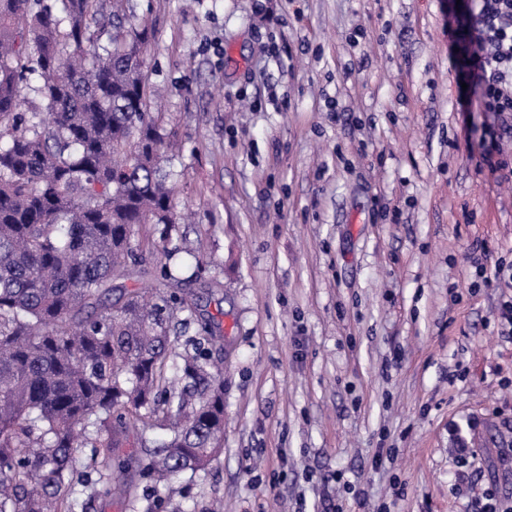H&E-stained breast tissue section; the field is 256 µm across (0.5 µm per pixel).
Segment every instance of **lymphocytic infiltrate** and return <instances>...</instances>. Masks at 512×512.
I'll return each instance as SVG.
<instances>
[{"instance_id": "obj_1", "label": "lymphocytic infiltrate", "mask_w": 512, "mask_h": 512, "mask_svg": "<svg viewBox=\"0 0 512 512\" xmlns=\"http://www.w3.org/2000/svg\"><path fill=\"white\" fill-rule=\"evenodd\" d=\"M448 12V56L466 91L459 94L468 110L478 94L482 111L502 120L503 133H512V0H460Z\"/></svg>"}]
</instances>
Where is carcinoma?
<instances>
[{
  "label": "carcinoma",
  "mask_w": 512,
  "mask_h": 512,
  "mask_svg": "<svg viewBox=\"0 0 512 512\" xmlns=\"http://www.w3.org/2000/svg\"><path fill=\"white\" fill-rule=\"evenodd\" d=\"M127 3L0 0V512H71L77 457L110 468L128 419L168 433H141L145 456L124 464L156 484L222 448L223 373L172 335L197 318L194 294L112 299L143 260L136 227L180 251L144 71L153 30Z\"/></svg>",
  "instance_id": "carcinoma-1"
}]
</instances>
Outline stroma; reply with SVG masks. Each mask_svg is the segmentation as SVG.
<instances>
[{
	"label": "stroma",
	"instance_id": "stroma-1",
	"mask_svg": "<svg viewBox=\"0 0 512 512\" xmlns=\"http://www.w3.org/2000/svg\"><path fill=\"white\" fill-rule=\"evenodd\" d=\"M180 150L173 204L200 317L220 332L224 443L209 468L83 512H480L512 506V185L458 110L450 0H131ZM155 288L154 225L133 238ZM471 450L459 467L458 447ZM381 465H374V458Z\"/></svg>",
	"mask_w": 512,
	"mask_h": 512
}]
</instances>
